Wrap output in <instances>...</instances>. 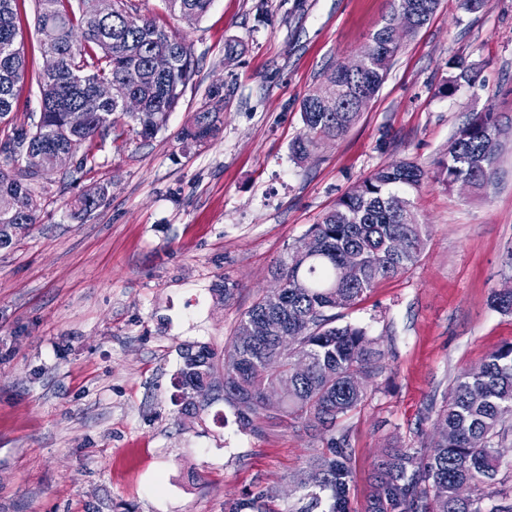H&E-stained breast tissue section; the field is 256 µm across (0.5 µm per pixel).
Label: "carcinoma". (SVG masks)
<instances>
[{"mask_svg":"<svg viewBox=\"0 0 512 512\" xmlns=\"http://www.w3.org/2000/svg\"><path fill=\"white\" fill-rule=\"evenodd\" d=\"M64 0H35V28L41 54L57 57L56 67L39 76L40 115L30 129L15 128L0 144V249L14 244L13 225L37 223L36 174L25 169L24 153L36 150L46 158L59 151L76 154L80 145L107 133L116 118L131 114L138 134L150 140L165 127L196 73V61L186 38L165 30L151 19L134 18L127 0H112V15H97V0H79V12ZM166 9L189 20L204 16L213 0H164ZM18 0H0V119L13 112L17 87L24 81L26 58L17 19ZM440 0H391V11L363 48V68L351 75L342 62L329 68L326 85L302 100L304 134L293 144L303 158L324 139L343 136L358 120L364 105L382 86L401 45L393 36L399 12L417 6L418 27L438 9ZM157 54L170 57L163 71L152 68ZM443 87L450 95L475 80L463 59L450 63ZM101 83L117 86L122 96L90 109L87 101ZM205 102L181 131L192 143L214 139L224 108L223 88L208 90ZM499 125L493 112H477L461 126L440 162L447 183L467 180L487 184L498 151ZM424 170L413 161L381 167L336 199L308 234L320 243L315 255L295 248L279 264L284 287L279 295L265 293L240 319L224 358L206 345L182 353L175 385L186 393L205 379L224 402L249 399V411H235L241 428L260 432L262 424L280 420L300 423L326 440V448L309 462L316 483L300 488L301 506L294 512H351L352 457L348 436L336 433L339 418L359 408L366 388L347 382L356 375L372 379L382 369V353L365 328L336 325V309H351L375 285L413 266L426 245L425 225L405 195L420 186ZM107 193L99 186L75 200L78 210L96 209ZM355 259L359 280L339 275L340 264ZM277 316L280 329L238 343L242 328L263 317ZM304 358L311 369L294 372ZM288 380V397L277 414L269 413L265 390ZM512 414V342L491 352L481 371L461 373L444 397L437 419L448 429L435 441L410 448H388L374 465V483L366 512H512V492L498 478L505 465L498 451L505 423ZM512 468V461L507 463ZM277 489L248 492L224 504V512H277Z\"/></svg>","mask_w":512,"mask_h":512,"instance_id":"carcinoma-1","label":"carcinoma"}]
</instances>
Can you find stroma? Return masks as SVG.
I'll return each mask as SVG.
<instances>
[{
    "mask_svg": "<svg viewBox=\"0 0 512 512\" xmlns=\"http://www.w3.org/2000/svg\"><path fill=\"white\" fill-rule=\"evenodd\" d=\"M135 3L138 16L187 38L197 72L155 138L143 141L127 116L120 138L94 137L93 169L41 171L38 223L0 250V512H224L265 486L291 512V483L321 440L285 422L241 430L220 394L198 417L182 415L180 351L223 353L244 313L278 285L279 260L336 198L410 159L428 173L409 194L425 249L336 312L385 352L363 405L338 422L352 509L364 512L383 448L431 440L455 377L512 342V315L490 304L492 290L512 287V0L473 13L441 0L350 130L303 159L292 152L303 98L332 63L363 49L390 0H213L191 22L163 0ZM20 12L28 74L0 139L38 112L47 65L34 0ZM230 41L241 52L228 62ZM454 57L478 78L449 96ZM219 84V136L185 147L183 127ZM488 109L500 128L491 182L436 178L458 127ZM100 185L99 207L70 208Z\"/></svg>",
    "mask_w": 512,
    "mask_h": 512,
    "instance_id": "1",
    "label": "stroma"
}]
</instances>
